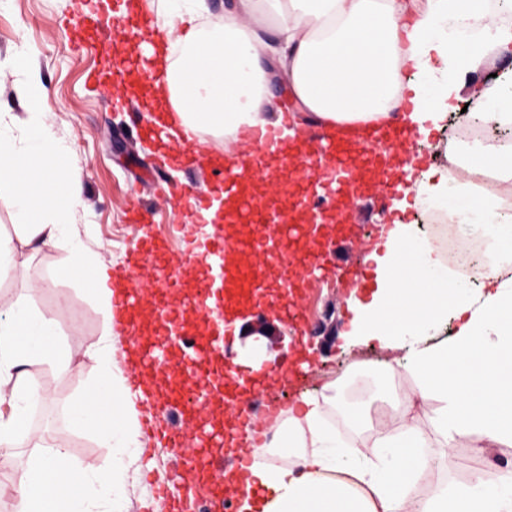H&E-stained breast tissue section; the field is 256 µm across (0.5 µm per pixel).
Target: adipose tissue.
Wrapping results in <instances>:
<instances>
[{
    "label": "adipose tissue",
    "instance_id": "adipose-tissue-1",
    "mask_svg": "<svg viewBox=\"0 0 512 512\" xmlns=\"http://www.w3.org/2000/svg\"><path fill=\"white\" fill-rule=\"evenodd\" d=\"M208 14L207 0H166L162 28L177 33L179 56L140 45L157 76L148 95L169 104L180 127L231 142L243 129L271 123L274 73L317 125L358 138L391 118L427 134L464 97L481 102L482 124L512 127V84L475 78L512 53V26L490 0H235L204 32L197 21ZM269 17L270 40L262 35ZM14 66L26 75L17 93L29 132L19 147L0 139V183L12 185L10 203L29 238L66 251L65 273L92 280L108 330V277L68 230L82 193L79 161L45 120L47 90L30 76L28 56L17 55ZM444 150L459 168L453 184L417 180L413 190L447 197L450 216L475 214L496 250L511 257L512 140L466 153L451 140ZM490 171L499 194L479 198L474 190ZM384 246L376 289L358 307L348 336L355 345L374 339L404 350L384 369L402 367L416 389L401 395L395 425L376 428L370 454L342 445L326 412L327 390L302 395L268 443L281 463L251 468L252 484L272 489L273 497L260 507L242 497L238 512H512V471L436 484L424 455L458 437L476 448L512 446V271L489 268L475 296L449 278L436 250L409 225L389 228ZM450 316L457 320L451 336L429 342L428 333ZM60 336L57 320L27 302L0 301V405L10 408L0 414V457H11L21 441L38 450L25 470L0 476V496L12 495L22 512H122L127 463L142 453L139 394L111 375L108 333L86 349L103 379L69 407L71 427L96 430L110 448L107 468L44 445L30 424V410L49 395L34 386L28 366L82 376Z\"/></svg>",
    "mask_w": 512,
    "mask_h": 512
}]
</instances>
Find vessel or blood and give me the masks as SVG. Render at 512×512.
Here are the masks:
<instances>
[{
  "mask_svg": "<svg viewBox=\"0 0 512 512\" xmlns=\"http://www.w3.org/2000/svg\"><path fill=\"white\" fill-rule=\"evenodd\" d=\"M138 2L123 0V13L114 22L98 16L92 0H73L65 23L75 47L91 39L107 41L116 25L125 36L138 34L145 25ZM150 76L149 69L132 65L92 73L89 81L109 106L124 107V88ZM288 123L284 117L279 124L249 130L233 155L211 161L208 171L222 184L220 194L208 197L185 189L175 195L174 203L185 208L190 222L214 214L221 223L211 225L205 239L190 237L176 265L163 241L139 239L119 275L122 286L112 296L116 319L129 336L131 376L138 388L153 394L145 433L182 459L183 490L170 495L171 512H195L193 492L200 487L209 497L232 502L246 487L251 462L250 449L238 443L240 430L251 428L258 441L279 421L270 395L293 379L296 362L275 370L236 366L212 328L213 321L227 326L256 307L271 265L269 242H279L284 261L300 270L290 283L293 302L277 310L281 322L294 324L299 319L296 301L309 285L305 269L321 275L340 270L334 246L352 235L355 204L379 201L383 190L403 186L406 157L401 148L409 136L399 126L361 141L341 134L299 140L284 137ZM266 159L284 172L269 195L276 214L271 221L248 191L260 180L259 163ZM317 200L332 208L336 221L309 234L294 225V215L307 213ZM201 256L209 272L203 284L195 273ZM148 264L163 273V283L144 280Z\"/></svg>",
  "mask_w": 512,
  "mask_h": 512,
  "instance_id": "obj_1",
  "label": "vessel or blood"
}]
</instances>
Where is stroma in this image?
<instances>
[{"mask_svg":"<svg viewBox=\"0 0 512 512\" xmlns=\"http://www.w3.org/2000/svg\"><path fill=\"white\" fill-rule=\"evenodd\" d=\"M71 7V0H0V134L18 146L25 138L29 114L16 93L24 76L13 65L15 55L23 52L47 89L48 122L59 142L82 165L81 202L73 215L72 231L98 252L115 274L123 270L135 242L145 235L164 240L169 254H178V235L173 227L183 223L184 214L174 203L154 195L153 146L135 135V123L145 120V112L110 107L87 91L85 76L102 68L104 53L99 48L87 53L74 50L72 35L63 24ZM134 199L149 207L150 223L128 224L125 211ZM394 200L389 194L384 205L371 207L356 236L342 245L345 264L366 272L365 286L342 277H321L311 282L303 295L301 321L294 326L277 324L279 333L288 337L308 336L319 325L334 336L330 353L310 348L303 381L286 401L295 403L298 395L335 382L336 403L329 411L338 424L345 410L359 403L361 395L369 396L382 388L405 392L416 385L415 379L400 369L388 376L376 370L350 375L349 367L388 358L389 353L375 340L348 345L343 335L356 307L368 303L375 288L376 264L370 255L384 250L380 226L413 221L412 206L399 209ZM0 235L11 238L13 258L27 267L30 279L44 285L43 290L33 291L5 274L0 276V297L23 299L41 313L55 317L67 336L73 363L84 368V382L95 381L98 372L85 349L98 341L103 327L91 283L63 275L64 252L25 243L5 189L0 191ZM28 371L35 384L50 394L48 401L30 412V421L41 429L46 444L68 448L80 459L108 464L109 449L92 433L73 430L67 421L69 404L80 394L84 382L58 375L42 364L30 365ZM179 470L171 449L145 444L140 457L128 468L125 512H160L158 491L174 487Z\"/></svg>","mask_w":512,"mask_h":512,"instance_id":"35a3bbf8","label":"stroma"}]
</instances>
